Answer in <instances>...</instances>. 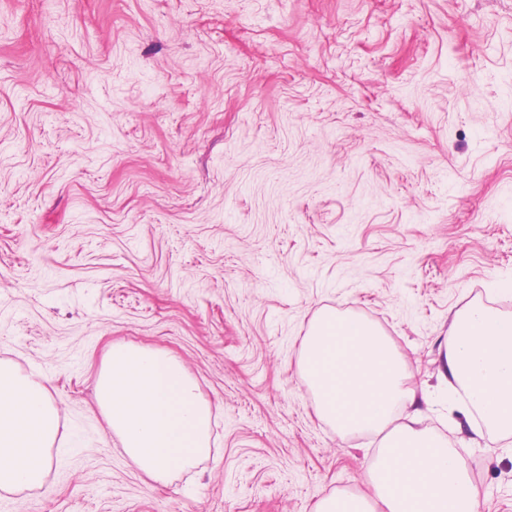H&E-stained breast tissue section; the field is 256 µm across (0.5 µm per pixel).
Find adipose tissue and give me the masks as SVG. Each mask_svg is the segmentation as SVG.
<instances>
[{
	"label": "adipose tissue",
	"instance_id": "1",
	"mask_svg": "<svg viewBox=\"0 0 512 512\" xmlns=\"http://www.w3.org/2000/svg\"><path fill=\"white\" fill-rule=\"evenodd\" d=\"M300 369L317 418L340 436L381 435L367 471L368 492H330L312 512H476L466 446L423 425L426 390L370 321L319 309L301 340ZM442 386L466 394L462 415L480 419L475 435L512 438V314L473 300L448 327L438 372ZM58 411L47 387L0 364V489L40 486L51 465Z\"/></svg>",
	"mask_w": 512,
	"mask_h": 512
}]
</instances>
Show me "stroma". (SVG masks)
Here are the masks:
<instances>
[{"label": "stroma", "instance_id": "1", "mask_svg": "<svg viewBox=\"0 0 512 512\" xmlns=\"http://www.w3.org/2000/svg\"><path fill=\"white\" fill-rule=\"evenodd\" d=\"M512 313V0H0V361L59 415L0 512H311L377 443L317 419L299 339L368 319L425 427L454 312ZM170 351L217 406L166 485L95 401L112 344ZM512 512V447L467 456Z\"/></svg>", "mask_w": 512, "mask_h": 512}]
</instances>
